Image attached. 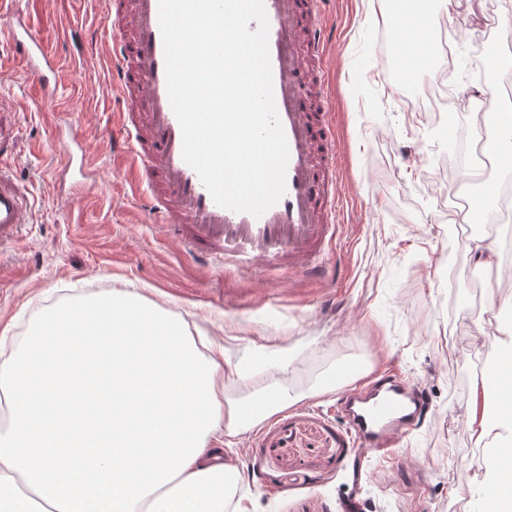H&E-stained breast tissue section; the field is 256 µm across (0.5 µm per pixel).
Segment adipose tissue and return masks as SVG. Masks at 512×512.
Segmentation results:
<instances>
[{
	"mask_svg": "<svg viewBox=\"0 0 512 512\" xmlns=\"http://www.w3.org/2000/svg\"><path fill=\"white\" fill-rule=\"evenodd\" d=\"M397 54L407 72L440 67L422 15L402 13ZM188 334L184 320L118 289L48 316L0 362L10 419L0 435V512H225L245 475L222 460L219 443L288 399L225 402L223 349L201 357ZM495 343V381L466 408L480 441L512 433V327ZM488 458L492 512H512V443Z\"/></svg>",
	"mask_w": 512,
	"mask_h": 512,
	"instance_id": "adipose-tissue-1",
	"label": "adipose tissue"
}]
</instances>
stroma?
<instances>
[{
    "instance_id": "obj_1",
    "label": "stroma",
    "mask_w": 512,
    "mask_h": 512,
    "mask_svg": "<svg viewBox=\"0 0 512 512\" xmlns=\"http://www.w3.org/2000/svg\"><path fill=\"white\" fill-rule=\"evenodd\" d=\"M506 0H452L443 20L456 59L449 102L479 94L512 69V50L482 31ZM108 0H11L31 16L60 61L52 106L40 105L26 67L0 20L1 161L33 203L16 245L0 248V349L11 352L43 318L123 288L184 318L199 349L222 346L242 363L225 381L227 398L274 389L293 405L232 440L233 463L250 475L239 494L251 512H485L480 461L486 447L463 417L478 384L479 332H495L512 294V266H476L462 215L445 219L441 194L428 189L448 151V125L411 109L412 91L374 82L394 70L379 52L381 0H325L332 22L322 79L336 126L339 220L335 249L321 256L319 279L288 269L270 277L221 272L217 261L188 254L159 231L114 164L107 139L121 102L107 63L92 47ZM467 26H457L459 18ZM493 45L496 65L477 78L465 66L476 42ZM78 114L82 155L58 154L56 125ZM97 174V190L69 206L65 164ZM344 360L356 379L392 369L417 384L429 403L423 425L393 450L391 462L360 455L336 411L325 374Z\"/></svg>"
}]
</instances>
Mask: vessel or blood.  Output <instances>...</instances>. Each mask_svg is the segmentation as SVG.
<instances>
[{"label":"vessel or blood","mask_w":512,"mask_h":512,"mask_svg":"<svg viewBox=\"0 0 512 512\" xmlns=\"http://www.w3.org/2000/svg\"><path fill=\"white\" fill-rule=\"evenodd\" d=\"M264 2L275 104L289 148L286 192L276 205L258 218L220 207L184 161L181 128L167 92L159 0H111L105 15L103 27L112 37V87L124 104L118 114L124 137L112 150L130 155L126 182L145 210L165 218L167 229L190 253L239 271L250 270L259 259L269 268L313 275L320 270V254L336 240L339 175L335 128L329 114L313 116L301 61L326 59L327 20L323 0ZM9 39L26 64L32 88L51 102L59 64L40 30L17 15ZM56 140L65 153L81 149L79 122L67 117ZM27 221V197L0 166V246L12 243ZM337 409L361 454L384 458L425 420L429 406L412 383L385 373L343 395Z\"/></svg>","instance_id":"b4317fda"}]
</instances>
